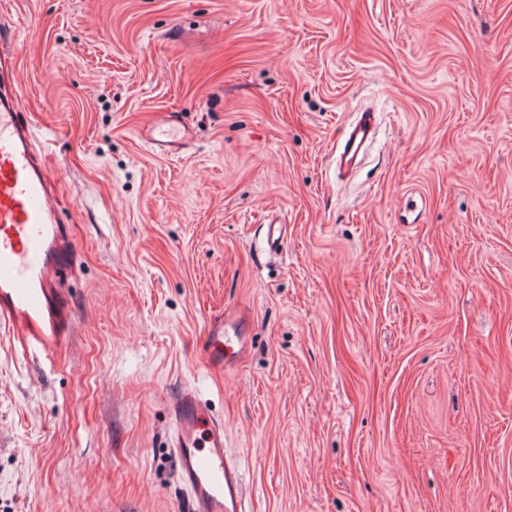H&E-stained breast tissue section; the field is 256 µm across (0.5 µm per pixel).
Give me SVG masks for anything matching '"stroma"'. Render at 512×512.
<instances>
[{
    "label": "stroma",
    "mask_w": 512,
    "mask_h": 512,
    "mask_svg": "<svg viewBox=\"0 0 512 512\" xmlns=\"http://www.w3.org/2000/svg\"><path fill=\"white\" fill-rule=\"evenodd\" d=\"M0 38L79 246L68 347L0 324V512H185L188 385L245 512H512V0H0ZM377 122L374 112H361L359 117L342 130L337 144L336 168L341 174H350L361 163L370 145L374 142ZM169 123V120H161V123L143 131L141 137L159 153L177 154L186 148L190 138L178 137L173 124L162 127ZM241 317L226 315L211 320L200 345L206 364L213 369L224 370L234 366L242 358L248 336Z\"/></svg>",
    "instance_id": "obj_1"
}]
</instances>
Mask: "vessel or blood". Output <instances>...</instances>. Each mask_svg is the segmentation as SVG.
<instances>
[{"instance_id": "obj_1", "label": "vessel or blood", "mask_w": 512, "mask_h": 512, "mask_svg": "<svg viewBox=\"0 0 512 512\" xmlns=\"http://www.w3.org/2000/svg\"><path fill=\"white\" fill-rule=\"evenodd\" d=\"M18 90L0 89V322L28 347L51 353L66 347L74 321L62 274L76 265L72 225L57 211V185L33 148L32 129L20 120ZM377 122L365 111L341 131L336 168L348 174L374 142ZM142 137L157 152L176 154L187 138L174 126L155 125ZM247 346L241 317L211 320L200 345L213 369L234 366ZM172 447L187 491V512H243V473L228 456L224 425L199 399L183 390L171 403Z\"/></svg>"}]
</instances>
